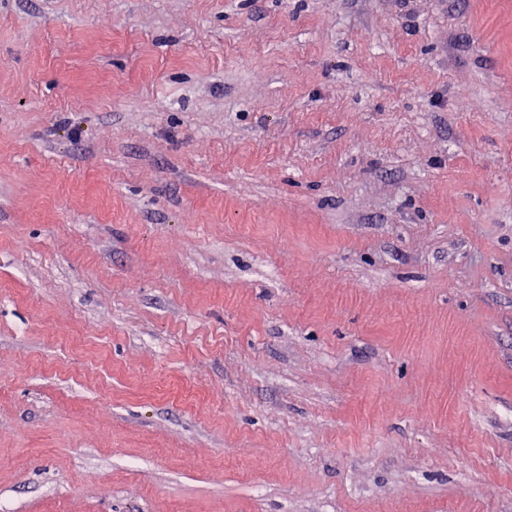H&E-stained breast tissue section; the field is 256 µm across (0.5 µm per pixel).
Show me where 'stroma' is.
<instances>
[{
    "label": "stroma",
    "instance_id": "obj_1",
    "mask_svg": "<svg viewBox=\"0 0 512 512\" xmlns=\"http://www.w3.org/2000/svg\"><path fill=\"white\" fill-rule=\"evenodd\" d=\"M0 512H512V0H0Z\"/></svg>",
    "mask_w": 512,
    "mask_h": 512
}]
</instances>
